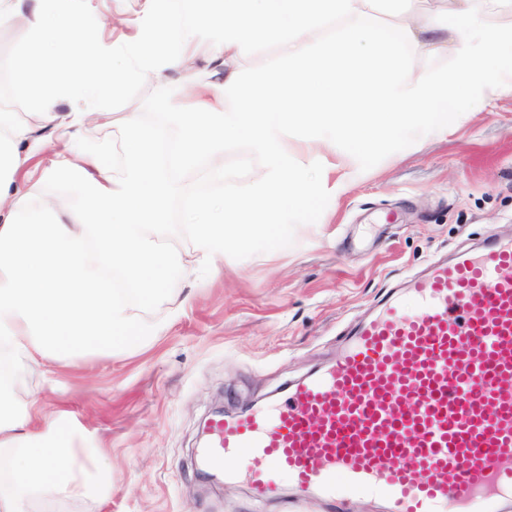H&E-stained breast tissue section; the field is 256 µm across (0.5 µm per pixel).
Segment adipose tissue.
<instances>
[{
	"label": "adipose tissue",
	"mask_w": 512,
	"mask_h": 512,
	"mask_svg": "<svg viewBox=\"0 0 512 512\" xmlns=\"http://www.w3.org/2000/svg\"><path fill=\"white\" fill-rule=\"evenodd\" d=\"M373 0H142L134 37L100 42L109 0H0V28L22 27L26 46L12 59L14 96L42 117L32 129L0 112V447L14 449L11 477L0 479V512H30L37 500L102 495L108 471L88 472L61 424L34 425V396L21 393L17 369L36 357L85 349L122 350L159 336L136 322L112 286L120 272L139 300L170 295L188 272L171 246L182 230L168 224L169 171L157 159L161 127L128 122L132 154L114 178L109 150L92 137L104 100L130 80L169 84L195 62L194 45L210 40L209 79L153 99L180 132L175 164L203 172L207 190L188 194L185 231L197 259L224 263L226 241H278L291 207L340 196L367 158L401 131L447 130L448 106L482 103L512 75V32L484 30L473 0H448L439 13L409 11L402 37L348 24ZM456 21L452 72L408 81L401 38ZM329 31L315 43L310 34ZM277 46L281 65L248 88L239 61L257 46ZM345 147L343 176L322 154L310 164L288 150L290 134ZM249 142L265 161L249 183L225 187L224 148ZM53 148L54 158L39 157ZM45 181H65L69 197L30 203Z\"/></svg>",
	"instance_id": "adipose-tissue-1"
}]
</instances>
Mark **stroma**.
Returning <instances> with one entry per match:
<instances>
[{"label": "stroma", "mask_w": 512, "mask_h": 512, "mask_svg": "<svg viewBox=\"0 0 512 512\" xmlns=\"http://www.w3.org/2000/svg\"><path fill=\"white\" fill-rule=\"evenodd\" d=\"M158 92L130 82L93 131L112 144L123 177L126 118L166 126L146 103ZM447 132H404L368 161L348 191L288 216L281 244L227 243L219 272L178 282L137 321L161 336L111 354L42 360L19 374L44 412H62L90 449L89 469L112 472L106 497L45 503V512H386L372 497L306 499L289 481L256 502L246 482L209 478L199 436L216 410L256 408L329 363L358 324L410 276L484 239L512 238V86L479 107H449ZM263 159L243 140L224 151V183L252 179Z\"/></svg>", "instance_id": "stroma-1"}]
</instances>
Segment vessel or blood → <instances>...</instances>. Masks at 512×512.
I'll list each match as a JSON object with an SVG mask.
<instances>
[{"mask_svg": "<svg viewBox=\"0 0 512 512\" xmlns=\"http://www.w3.org/2000/svg\"><path fill=\"white\" fill-rule=\"evenodd\" d=\"M334 364L269 407L211 422V462L262 501L282 478L390 512H499L512 497V242L411 278Z\"/></svg>", "mask_w": 512, "mask_h": 512, "instance_id": "vessel-or-blood-1", "label": "vessel or blood"}]
</instances>
